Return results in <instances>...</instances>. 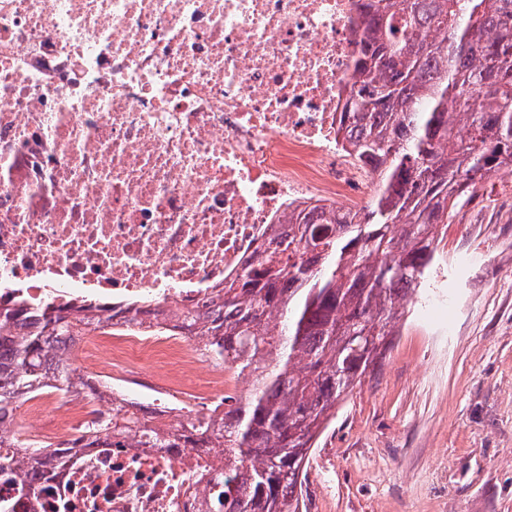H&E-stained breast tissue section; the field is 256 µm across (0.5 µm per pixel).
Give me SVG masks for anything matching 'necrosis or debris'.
<instances>
[{"instance_id": "4bbe7bcc", "label": "necrosis or debris", "mask_w": 512, "mask_h": 512, "mask_svg": "<svg viewBox=\"0 0 512 512\" xmlns=\"http://www.w3.org/2000/svg\"><path fill=\"white\" fill-rule=\"evenodd\" d=\"M363 2L0 0V303L115 310L71 366L111 395L29 399L30 441L240 391L169 329L374 179L342 129ZM223 480L217 448H64L31 491L0 470V512H203Z\"/></svg>"}]
</instances>
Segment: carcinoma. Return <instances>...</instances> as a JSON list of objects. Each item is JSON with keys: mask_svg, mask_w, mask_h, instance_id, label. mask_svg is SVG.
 Instances as JSON below:
<instances>
[{"mask_svg": "<svg viewBox=\"0 0 512 512\" xmlns=\"http://www.w3.org/2000/svg\"><path fill=\"white\" fill-rule=\"evenodd\" d=\"M364 15L345 130L378 169L375 195L354 213L299 215L288 249L247 267L208 314L181 315L206 356L252 380L248 396L224 397L222 413L196 417L165 443L224 449V489L208 512H299L308 451L378 367L404 299L435 263L439 226L487 172L512 170V0H366ZM437 30L446 43L429 38ZM111 321L96 304L0 310V448L15 447L19 430L3 427L24 400L47 388L92 390L65 354ZM155 419L142 406L120 410L67 447L104 448L114 434L142 446ZM43 452L0 453V469L15 467L28 488Z\"/></svg>", "mask_w": 512, "mask_h": 512, "instance_id": "obj_1", "label": "carcinoma"}]
</instances>
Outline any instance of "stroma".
I'll return each instance as SVG.
<instances>
[{"label":"stroma","mask_w":512,"mask_h":512,"mask_svg":"<svg viewBox=\"0 0 512 512\" xmlns=\"http://www.w3.org/2000/svg\"><path fill=\"white\" fill-rule=\"evenodd\" d=\"M437 251L310 451L308 512H512V180H482Z\"/></svg>","instance_id":"35a3bbf8"}]
</instances>
